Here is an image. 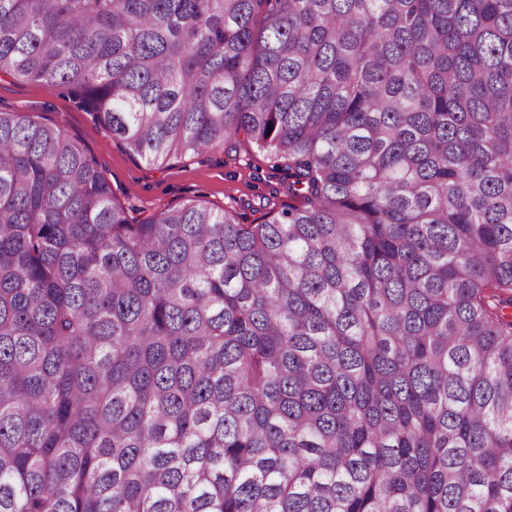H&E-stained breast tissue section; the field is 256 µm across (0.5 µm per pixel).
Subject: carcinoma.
Returning <instances> with one entry per match:
<instances>
[{
    "label": "carcinoma",
    "mask_w": 512,
    "mask_h": 512,
    "mask_svg": "<svg viewBox=\"0 0 512 512\" xmlns=\"http://www.w3.org/2000/svg\"><path fill=\"white\" fill-rule=\"evenodd\" d=\"M4 75L303 204L0 112V512H512V0H0ZM0 110L54 124L79 140L102 168L116 199L133 224L190 199L216 209L234 208L244 224L269 211L267 200L291 181L275 163L243 137L200 155L157 169L95 126L91 116L62 91L34 81L0 78Z\"/></svg>",
    "instance_id": "cac0c4a2"
}]
</instances>
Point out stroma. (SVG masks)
Here are the masks:
<instances>
[{
    "label": "stroma",
    "instance_id": "35a3bbf8",
    "mask_svg": "<svg viewBox=\"0 0 512 512\" xmlns=\"http://www.w3.org/2000/svg\"><path fill=\"white\" fill-rule=\"evenodd\" d=\"M0 110L51 123L79 140L102 168L131 223L191 199L216 209H235L244 223L265 214L266 200L288 204L282 189L290 176L245 139L158 169L130 155L89 113L62 91L34 81L0 78Z\"/></svg>",
    "mask_w": 512,
    "mask_h": 512
}]
</instances>
